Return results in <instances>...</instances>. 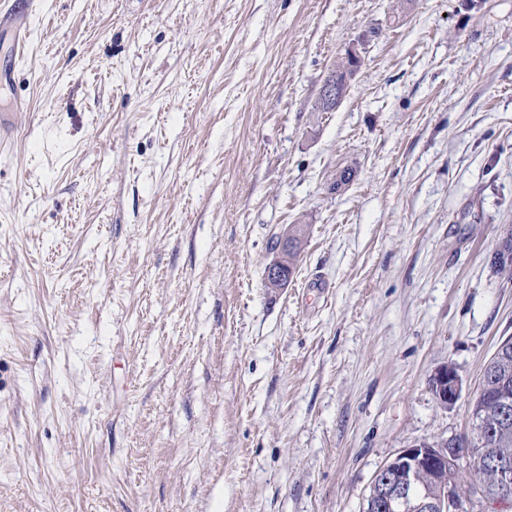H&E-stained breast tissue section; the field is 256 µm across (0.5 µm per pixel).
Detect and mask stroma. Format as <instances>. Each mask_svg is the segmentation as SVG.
Masks as SVG:
<instances>
[{"label": "stroma", "instance_id": "obj_1", "mask_svg": "<svg viewBox=\"0 0 512 512\" xmlns=\"http://www.w3.org/2000/svg\"><path fill=\"white\" fill-rule=\"evenodd\" d=\"M11 45L0 512H362L468 431L512 336V0H37ZM348 64L347 60L339 66H336V71L329 76L322 85L321 88V103L327 110L333 109L344 97L347 86L349 75H347ZM347 75L346 79L342 80L344 86L341 87V81H338V77L341 75ZM301 224H290L280 236L279 250L265 266L264 281L269 288H282L288 283V251H299L304 238ZM430 387L440 405L452 407L461 397L463 382L455 367L448 363L435 371L430 379Z\"/></svg>", "mask_w": 512, "mask_h": 512}]
</instances>
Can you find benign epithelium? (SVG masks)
<instances>
[{"mask_svg":"<svg viewBox=\"0 0 512 512\" xmlns=\"http://www.w3.org/2000/svg\"><path fill=\"white\" fill-rule=\"evenodd\" d=\"M342 63L321 88V103L332 109L344 97L348 80ZM304 233L298 224L287 226L281 236L279 250L265 266L264 281L269 288H282L288 283V252L299 250ZM431 391L438 403L452 407L460 399L463 382L455 367L448 363L437 369L430 379ZM479 437H450L441 441H422L399 451L387 459L374 473L370 483L378 507L389 512H465L460 482L456 475L475 470L482 463L489 434L478 429ZM472 499L512 505V466L500 463L493 480L469 488Z\"/></svg>","mask_w":512,"mask_h":512,"instance_id":"benign-epithelium-1","label":"benign epithelium"}]
</instances>
